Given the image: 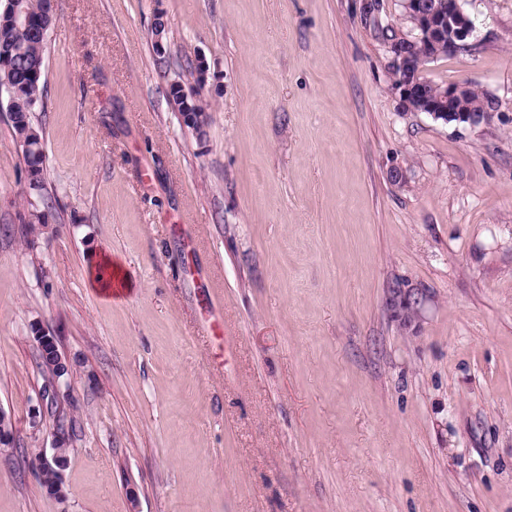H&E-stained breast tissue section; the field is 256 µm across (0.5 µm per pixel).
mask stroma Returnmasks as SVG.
Instances as JSON below:
<instances>
[{"instance_id": "35a3bbf8", "label": "stroma", "mask_w": 512, "mask_h": 512, "mask_svg": "<svg viewBox=\"0 0 512 512\" xmlns=\"http://www.w3.org/2000/svg\"><path fill=\"white\" fill-rule=\"evenodd\" d=\"M54 7L56 204L28 235L0 98V512H512V0H464L472 50L425 69L493 100L477 126L403 108L401 0ZM107 252L112 298L87 280ZM61 418L60 500L21 459ZM170 93L174 104L178 108V112H184V117L189 123L196 124L198 122L197 112H205V106L197 98L198 94L188 95L184 92L181 84H172ZM38 341L40 349L44 348L45 346L52 348V355L44 364L45 368L49 370L52 380L49 383L48 390L47 386H45L44 391L45 393L49 391V396L51 395L53 398L55 397L57 391L56 382H58L61 377L68 373V366L58 350L55 336H52L49 333L41 332V334L38 336Z\"/></svg>"}]
</instances>
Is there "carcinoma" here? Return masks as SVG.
Masks as SVG:
<instances>
[{
    "mask_svg": "<svg viewBox=\"0 0 512 512\" xmlns=\"http://www.w3.org/2000/svg\"><path fill=\"white\" fill-rule=\"evenodd\" d=\"M34 27L24 29L15 25L13 7L0 4V88L8 98L13 139L22 152L24 164L30 175V187L43 197L44 208L31 210L20 217L25 232L31 233L36 224L49 223L53 196L44 180V151L42 136L34 126L32 114L41 101V80L47 40L40 38L38 27L53 24L50 0H23ZM414 72L424 75L428 63L448 54V38L432 42L418 39L412 45ZM170 93L179 112H203L205 106L197 95H188L181 84L170 86ZM452 108L460 112L494 110L493 102L472 90L456 100Z\"/></svg>",
    "mask_w": 512,
    "mask_h": 512,
    "instance_id": "obj_1",
    "label": "carcinoma"
}]
</instances>
